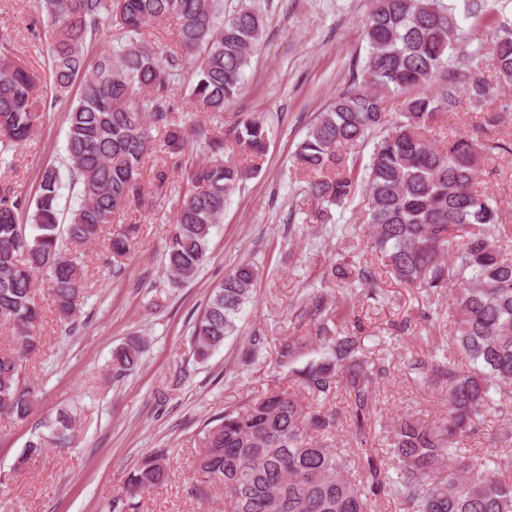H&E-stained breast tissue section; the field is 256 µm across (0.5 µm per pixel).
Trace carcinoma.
I'll return each mask as SVG.
<instances>
[{
    "instance_id": "obj_1",
    "label": "carcinoma",
    "mask_w": 512,
    "mask_h": 512,
    "mask_svg": "<svg viewBox=\"0 0 512 512\" xmlns=\"http://www.w3.org/2000/svg\"><path fill=\"white\" fill-rule=\"evenodd\" d=\"M498 2L373 0L360 88L319 113L295 154L320 223L363 185L362 223L390 275L412 288L448 291L451 336L468 366L435 354L406 363L412 381L448 387V410L434 420L401 415L384 459L367 458L364 479L350 478L343 456L319 438L331 415L315 404L345 390L361 429L387 368L364 353L360 337L338 327V313L324 295L312 292L297 315V331L277 347L276 364L292 370L293 384L242 399L208 422L190 462L195 497L222 491L224 512H373L372 497L383 492L401 501L404 512H512V481L505 479L512 474V454L484 463L459 455L463 438L512 401V213L477 186L480 161L509 147L461 132L437 143L428 132L456 108V87L411 94L436 85L459 59L473 71L465 95L488 107L484 124L501 123L490 106L499 90L512 88V20L499 17ZM43 10L51 29L46 54L55 99L71 97L66 152L77 206L64 217L61 176L52 166L42 170L33 196H0V324L17 333L14 347L0 350V415L19 420L34 407V390L22 373L23 361L40 344L34 275L48 280L59 319L74 320L84 298L83 266L67 244L96 240L120 209L141 205L139 176L152 133L172 154L192 141L197 145L164 253L175 284L194 278L207 260L212 228L230 197L258 172L268 140L259 117L213 136L194 116L177 111L169 96L173 72L186 69L195 111L224 113L262 35V19L253 10L223 18L214 0H43ZM171 19L172 42L141 40L144 29ZM468 20L486 29L472 50L462 26ZM112 30L120 35L119 50L89 60L90 47ZM10 44V34L0 32V164L46 109L35 96L40 78L12 57ZM487 63L497 73L496 85L480 76ZM228 143L249 155L252 166L224 155ZM366 143L372 150L365 164L346 152ZM338 274L348 288L376 282L368 266L337 262L328 276ZM258 275L257 265L244 260L211 290L192 331L196 360L206 361L237 333ZM141 354L138 339L116 347L115 375L133 370ZM70 420L62 410L52 422L59 445L67 441ZM46 444L42 436L29 440L15 470ZM167 454L166 448L153 451L128 474L115 498L123 504L119 512H135L137 498L167 482Z\"/></svg>"
}]
</instances>
